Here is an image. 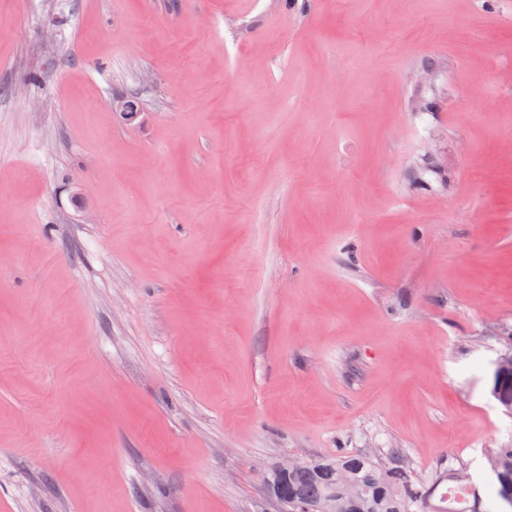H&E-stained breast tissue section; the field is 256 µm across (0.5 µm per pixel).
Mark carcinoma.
Returning <instances> with one entry per match:
<instances>
[{"instance_id":"carcinoma-1","label":"carcinoma","mask_w":512,"mask_h":512,"mask_svg":"<svg viewBox=\"0 0 512 512\" xmlns=\"http://www.w3.org/2000/svg\"><path fill=\"white\" fill-rule=\"evenodd\" d=\"M491 395L512 415V346L495 362ZM398 456L390 449L394 462L387 466L360 454L295 460L286 472L279 466L269 471L267 491L281 512H452L435 499L448 470L418 478ZM487 462L497 499L512 509V447L490 449Z\"/></svg>"}]
</instances>
